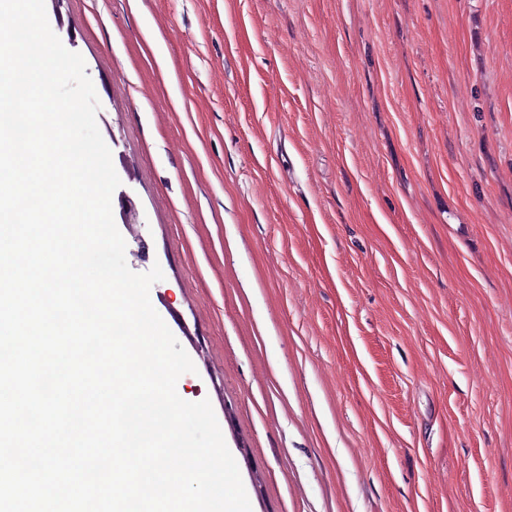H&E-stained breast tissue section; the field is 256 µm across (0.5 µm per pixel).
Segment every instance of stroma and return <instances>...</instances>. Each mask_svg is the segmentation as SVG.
Listing matches in <instances>:
<instances>
[{
    "instance_id": "obj_1",
    "label": "stroma",
    "mask_w": 512,
    "mask_h": 512,
    "mask_svg": "<svg viewBox=\"0 0 512 512\" xmlns=\"http://www.w3.org/2000/svg\"><path fill=\"white\" fill-rule=\"evenodd\" d=\"M60 24L252 512H512V0Z\"/></svg>"
}]
</instances>
